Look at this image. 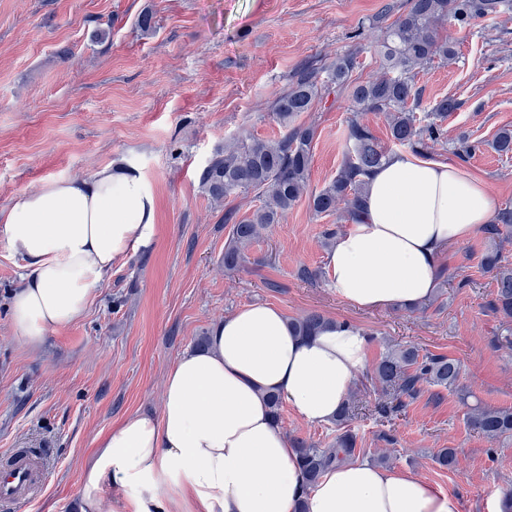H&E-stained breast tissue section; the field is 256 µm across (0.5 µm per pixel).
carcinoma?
<instances>
[{"label":"carcinoma","mask_w":512,"mask_h":512,"mask_svg":"<svg viewBox=\"0 0 512 512\" xmlns=\"http://www.w3.org/2000/svg\"><path fill=\"white\" fill-rule=\"evenodd\" d=\"M512 11V0H409L405 13L390 24L386 16L376 18L381 72L375 78L358 82L352 79L356 57L346 54L336 57L326 68L327 77L303 68L291 87L274 102L273 115L286 128L277 140L251 139L229 144L216 152L201 172L200 183L205 194L221 203L232 195L255 191L262 205L235 222L229 243L224 247V268L233 270L246 261V248L262 230L279 223L304 194L317 214L342 212L344 219L355 220L362 212L366 192V177L382 166L390 153L371 129L358 122L348 125L347 152L336 177L322 189L308 193L315 129L298 122L312 110L315 101L339 90L348 95L358 112L386 114L390 141L412 153L425 156L431 146L441 142L443 130L438 121L456 111L460 103L445 97L428 111L431 121L422 123L411 104L419 99L416 87L418 74L434 60L455 59L453 39L443 36L439 26L453 19L459 28H467L477 19ZM490 147L500 155L512 154V128L498 131ZM492 245L482 257V266L493 273L494 311L512 320V263L505 261L498 241L512 234V207L498 211L495 221L485 227ZM330 323L318 312H310L289 321L300 336L315 335ZM382 389L396 400L412 399L423 383L443 386L467 398L460 387V367L445 356L420 354L414 346L389 349L374 370ZM467 423L476 433L489 440L512 437V409L477 405L467 413ZM357 446L356 434L345 430L336 435L332 448H318L296 439L292 447L305 476L306 486H314L330 467L352 458Z\"/></svg>","instance_id":"cac0c4a2"}]
</instances>
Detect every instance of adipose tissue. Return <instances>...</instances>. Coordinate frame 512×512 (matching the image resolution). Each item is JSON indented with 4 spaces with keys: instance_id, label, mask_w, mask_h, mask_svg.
I'll return each mask as SVG.
<instances>
[{
    "instance_id": "obj_1",
    "label": "adipose tissue",
    "mask_w": 512,
    "mask_h": 512,
    "mask_svg": "<svg viewBox=\"0 0 512 512\" xmlns=\"http://www.w3.org/2000/svg\"><path fill=\"white\" fill-rule=\"evenodd\" d=\"M493 215L478 177L391 154L371 172L362 213L329 252V286L361 309L422 303L441 250ZM155 221L150 182L131 163L16 195L0 238L24 263L10 311L18 336L34 347L83 315L113 265L151 247ZM369 347L350 323L298 336L270 305L225 317L205 347L170 368L160 414L131 415L102 437L80 477L79 512H106L107 483L131 512H459L448 491L366 461L336 464L305 490L267 397L280 396L306 423L329 422L366 369Z\"/></svg>"
}]
</instances>
